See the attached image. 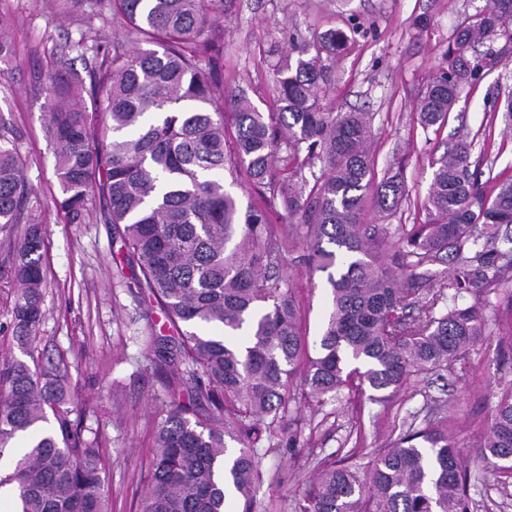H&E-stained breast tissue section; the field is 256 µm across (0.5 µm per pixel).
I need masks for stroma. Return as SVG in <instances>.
<instances>
[{"label":"stroma","mask_w":512,"mask_h":512,"mask_svg":"<svg viewBox=\"0 0 512 512\" xmlns=\"http://www.w3.org/2000/svg\"><path fill=\"white\" fill-rule=\"evenodd\" d=\"M489 0H216L224 87L244 92L262 112L275 111L276 68L290 45L331 30L348 40L328 59L331 82L324 101L337 112L373 115L371 137L378 171L400 166L407 195L392 224H420L430 193L432 164L461 140L470 141L471 167L486 194L512 177V128L497 119L512 94V42L474 45L496 65L465 87L447 121L428 128L415 105L445 67L444 53L465 17ZM0 17L12 29L13 54L0 64V127L16 139L23 175L47 226V270L41 334L48 355L64 353L77 417L87 433L104 435L111 512H141L139 481L148 467L151 428L164 416L165 374L148 368L137 341L160 327L161 312L144 319L128 292L136 271L121 261V243L96 199L84 223L70 224L55 202L61 187L53 152L42 126L51 77L88 80L82 43L105 46L137 38L91 0H0ZM303 248L291 252L286 276L299 296L309 340H316L328 312L327 276L309 271ZM512 385V356L498 357L488 341L477 343L466 363L444 378L412 374L406 387L385 403L368 393L344 390L337 400L299 401L274 447L262 449L264 479L254 512H293L321 461L370 470L380 448L411 422H423L429 404L444 405L448 434L471 456L495 404L497 387ZM473 512H512V472L481 474L470 468Z\"/></svg>","instance_id":"1"}]
</instances>
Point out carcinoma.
I'll return each mask as SVG.
<instances>
[{"instance_id":"1","label":"carcinoma","mask_w":512,"mask_h":512,"mask_svg":"<svg viewBox=\"0 0 512 512\" xmlns=\"http://www.w3.org/2000/svg\"><path fill=\"white\" fill-rule=\"evenodd\" d=\"M148 45L94 46L88 72L98 92L47 86L46 137L70 224L89 215L92 195L139 267L143 316L160 330L140 338L153 367L167 372L165 418L153 433L141 478L142 512H225V479L249 512L263 481L260 451L296 401L335 399L355 383L381 403L415 371L437 375L465 360L486 336L484 308L459 304L479 288L499 296L496 352L512 353V257L498 248L512 225V178L494 196L470 173L472 143L436 162L423 224L387 223L405 198L401 172L376 178L368 112H332L323 55L345 45L332 30L294 44L276 70L278 111L234 98L235 134L224 122L222 50L214 0H98ZM512 41V0H489L459 26L448 69L416 103L419 123L445 121L466 84L495 64L467 57L483 40ZM298 218L288 234L306 246L311 271L328 275L331 304L314 353L301 305L283 267L287 243L273 211L242 207L226 188L239 170ZM22 175L18 145L0 129V251L10 275L12 340L25 355L0 364V454L14 439L29 450L0 477L18 512H110L99 435H84L67 364L35 355L47 274L46 226ZM373 202L377 221H364ZM452 263L451 268L437 267ZM489 429L475 449L485 469L512 462V386L496 394ZM206 413L199 411L201 401ZM470 479L439 405L410 426L366 474L321 464L295 512H472Z\"/></svg>"}]
</instances>
